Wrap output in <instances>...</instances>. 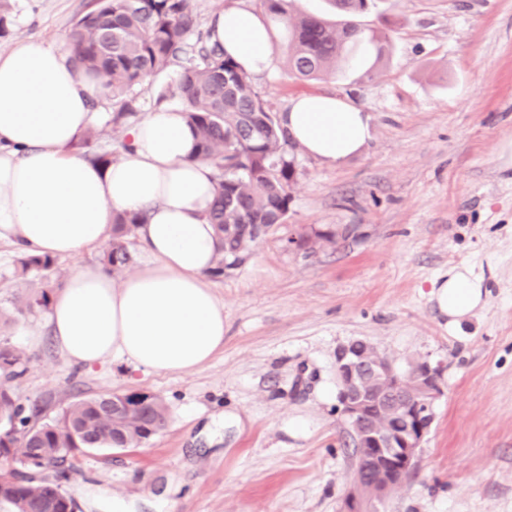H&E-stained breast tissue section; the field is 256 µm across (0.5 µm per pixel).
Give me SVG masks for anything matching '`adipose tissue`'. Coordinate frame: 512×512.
Listing matches in <instances>:
<instances>
[{
    "instance_id": "1",
    "label": "adipose tissue",
    "mask_w": 512,
    "mask_h": 512,
    "mask_svg": "<svg viewBox=\"0 0 512 512\" xmlns=\"http://www.w3.org/2000/svg\"><path fill=\"white\" fill-rule=\"evenodd\" d=\"M214 38L247 71L272 61L263 17L218 10ZM68 46L18 42L0 54V243L19 253L78 257L112 238L113 212L147 213L136 237L150 261L123 279L77 264L55 292L50 326L67 361L91 369L119 359L144 373L186 375L224 346V307L209 278L217 233L208 220L212 168L194 157L182 107L161 105L125 131L129 151L109 164L75 149L96 122L92 99L110 100L104 81L74 66ZM281 123L305 153L330 166L358 154L371 118L333 96L293 100ZM485 278L455 266L432 283L449 324L483 307Z\"/></svg>"
}]
</instances>
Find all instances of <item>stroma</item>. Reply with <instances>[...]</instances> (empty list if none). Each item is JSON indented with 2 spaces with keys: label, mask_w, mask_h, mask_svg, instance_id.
<instances>
[{
  "label": "stroma",
  "mask_w": 512,
  "mask_h": 512,
  "mask_svg": "<svg viewBox=\"0 0 512 512\" xmlns=\"http://www.w3.org/2000/svg\"><path fill=\"white\" fill-rule=\"evenodd\" d=\"M95 0H0V52L60 45ZM392 52L369 77L302 81L281 51L255 76L272 112L303 94L371 117L365 151L329 167L297 151L288 227L211 286L224 346L187 375L111 362L70 365L49 314L18 315L32 290L0 245V345L23 352L12 387L54 416L100 393L147 391L168 424L145 443L85 450L58 482L76 512H340L353 487L350 429L336 410L337 348L363 340L399 368L441 367L442 394L410 479L380 512H512V0H371L358 16ZM325 237L314 240V232ZM451 266L484 273L485 305L452 327L431 282Z\"/></svg>",
  "instance_id": "obj_1"
}]
</instances>
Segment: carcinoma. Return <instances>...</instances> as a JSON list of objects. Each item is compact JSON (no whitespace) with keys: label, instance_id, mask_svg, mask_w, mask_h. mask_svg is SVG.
Masks as SVG:
<instances>
[{"label":"carcinoma","instance_id":"obj_1","mask_svg":"<svg viewBox=\"0 0 512 512\" xmlns=\"http://www.w3.org/2000/svg\"><path fill=\"white\" fill-rule=\"evenodd\" d=\"M260 6L281 29V48L288 73L301 80L344 74L354 63L360 46L371 44L369 76L391 53L382 34L366 36L353 17L366 0H330L342 22L330 23L310 14H295L290 0H259ZM197 27L192 0H97L95 9L82 15L68 34L73 62L101 75L112 89V128L124 127L134 117L138 89L164 73L178 60L181 71L172 92L186 112L196 138V155L215 170V197L208 218L221 238L211 277L224 276V267L241 255L253 253L259 240L246 234L249 224H267L277 233L288 223L297 174L294 144L278 117L271 114L249 73L218 43L212 31L196 41L189 36ZM147 222L144 213L113 216L112 241L103 249L102 262L118 272L134 264L128 237ZM23 273L40 283L26 300L32 314L49 308L58 274L49 257L18 259ZM0 371L5 380L21 377L26 361L15 349L0 346ZM102 395L78 399L41 423L31 422L26 408L9 388L0 390V448L4 461L22 465L33 448L45 468L76 457L90 441L96 448L112 447L113 432L121 428L128 446L135 447L165 428L167 406L153 395L145 408L147 420L121 423L100 412ZM57 491L44 484H26L0 498L11 512H25L42 503L49 512Z\"/></svg>","mask_w":512,"mask_h":512}]
</instances>
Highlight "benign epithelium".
<instances>
[{
	"label": "benign epithelium",
	"instance_id": "1",
	"mask_svg": "<svg viewBox=\"0 0 512 512\" xmlns=\"http://www.w3.org/2000/svg\"><path fill=\"white\" fill-rule=\"evenodd\" d=\"M363 341H351L336 350L335 370L337 400L340 410L353 430L369 440L372 453L360 461L358 483L370 482L377 486L376 494L368 499L356 491L345 497L343 512H377L374 502L387 497V485L382 482L383 472L400 476L409 475L416 466L420 449L433 422L436 400L442 395L440 369L423 361L411 372L400 371L389 358L371 363L362 358ZM412 377L415 392L402 407L403 422L387 426L380 431L360 429V422L373 408H381L387 397L402 388V381ZM148 392L134 391L112 394V416L136 417L148 402Z\"/></svg>",
	"mask_w": 512,
	"mask_h": 512
}]
</instances>
